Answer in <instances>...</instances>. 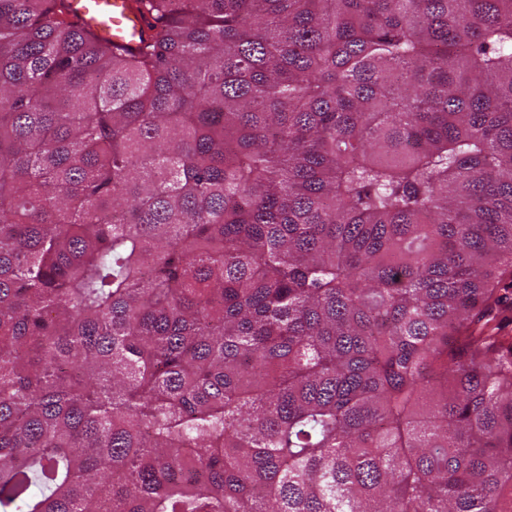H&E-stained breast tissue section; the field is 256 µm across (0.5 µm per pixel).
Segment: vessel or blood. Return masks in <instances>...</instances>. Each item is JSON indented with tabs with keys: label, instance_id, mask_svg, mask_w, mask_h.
Here are the masks:
<instances>
[{
	"label": "vessel or blood",
	"instance_id": "vessel-or-blood-1",
	"mask_svg": "<svg viewBox=\"0 0 512 512\" xmlns=\"http://www.w3.org/2000/svg\"><path fill=\"white\" fill-rule=\"evenodd\" d=\"M71 10L81 27L118 45L137 46L145 28L131 0H72Z\"/></svg>",
	"mask_w": 512,
	"mask_h": 512
}]
</instances>
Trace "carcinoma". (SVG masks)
<instances>
[{
	"instance_id": "obj_1",
	"label": "carcinoma",
	"mask_w": 512,
	"mask_h": 512,
	"mask_svg": "<svg viewBox=\"0 0 512 512\" xmlns=\"http://www.w3.org/2000/svg\"><path fill=\"white\" fill-rule=\"evenodd\" d=\"M0 0V512H512V0ZM73 19L100 38L135 47L144 21L130 0H72Z\"/></svg>"
}]
</instances>
